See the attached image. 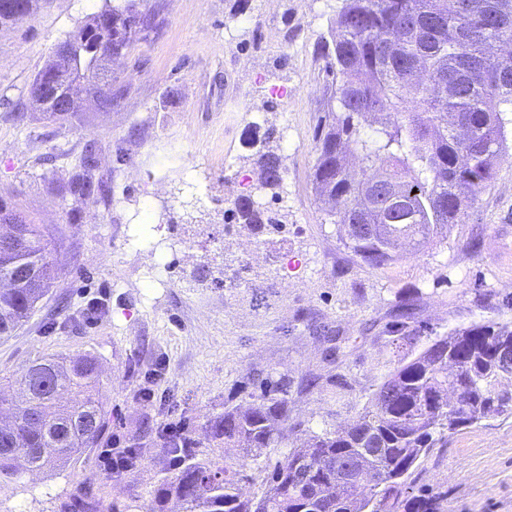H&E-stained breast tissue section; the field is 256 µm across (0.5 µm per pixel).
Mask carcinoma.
<instances>
[{"instance_id":"cac0c4a2","label":"carcinoma","mask_w":512,"mask_h":512,"mask_svg":"<svg viewBox=\"0 0 512 512\" xmlns=\"http://www.w3.org/2000/svg\"><path fill=\"white\" fill-rule=\"evenodd\" d=\"M33 0H0V27L31 16ZM154 16L137 0H104L76 33L56 44L34 74L20 113L37 112L61 127L87 111L81 101L65 108L71 90L84 84L95 100L93 62L103 52L123 55L152 28ZM331 59L330 95L317 137L311 178L340 242L363 263L382 268L407 252L464 224L507 148L512 112V0H344L321 45ZM380 115L377 127L361 120ZM258 189L280 187L281 157L260 151ZM86 150L65 193L108 197L93 178ZM232 212L247 227L280 224L276 214L240 197ZM0 340L13 336L46 297L55 275L52 235L15 199L0 195ZM419 330L406 322L390 327L396 347L417 344ZM22 401L0 423V478L64 466L101 443L109 425L99 393L97 361L46 358L21 367L13 378ZM464 396V408L448 411V392ZM288 381L263 382L247 406L224 408L209 426L208 450L199 454L183 426L161 431L174 474L151 490L153 512H441L438 498L414 494L413 475L434 448L483 421L512 417V321L455 328L419 353L401 358L377 386L353 423L321 432L283 459L276 427L290 418ZM153 428L129 447L136 463ZM233 446L243 459L265 458L264 488L246 496L240 477L224 467L218 449ZM374 474L383 484L365 496L349 479ZM62 512H101L98 502L76 494Z\"/></svg>"}]
</instances>
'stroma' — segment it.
Returning a JSON list of instances; mask_svg holds the SVG:
<instances>
[{"instance_id":"obj_1","label":"stroma","mask_w":512,"mask_h":512,"mask_svg":"<svg viewBox=\"0 0 512 512\" xmlns=\"http://www.w3.org/2000/svg\"><path fill=\"white\" fill-rule=\"evenodd\" d=\"M102 4L39 0L31 17L0 28V192L53 231L58 265L40 308L0 341V375L37 358L93 356L116 448L145 421L157 430L184 421L206 443L225 405L284 376L291 417L271 453L280 459L303 430L355 420L400 357L385 329L401 314L422 348L458 326L512 321L503 304L512 295V146L447 239L384 268L339 243L310 173L328 68L319 47L342 0H140L155 24L113 61L111 110L66 128L32 112L17 119L13 104L51 48ZM254 106L295 144L276 143L278 196L257 192L279 227L248 233L227 213L224 181L236 175L256 191ZM89 149L108 199L64 193ZM180 188L203 223L183 222ZM150 246L168 253L163 280L144 259ZM93 297L107 314L90 324L80 308ZM168 467L154 448L137 468L112 472L91 448L76 464L1 480L0 512H61L82 488L105 512H151L149 491ZM415 484L443 496L444 512H512V418L433 449Z\"/></svg>"}]
</instances>
